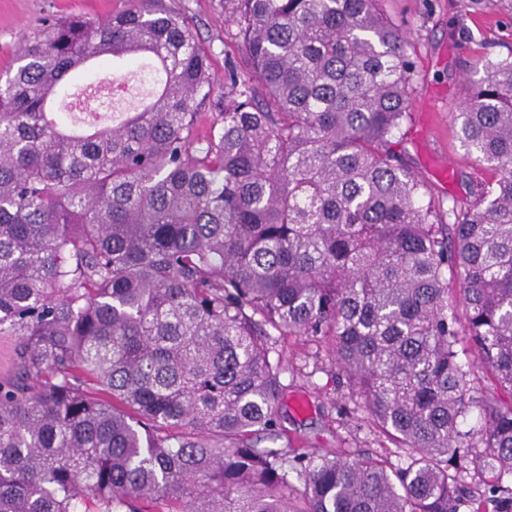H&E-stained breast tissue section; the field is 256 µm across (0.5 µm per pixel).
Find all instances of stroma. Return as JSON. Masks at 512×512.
I'll return each mask as SVG.
<instances>
[{"label": "stroma", "instance_id": "35a3bbf8", "mask_svg": "<svg viewBox=\"0 0 512 512\" xmlns=\"http://www.w3.org/2000/svg\"><path fill=\"white\" fill-rule=\"evenodd\" d=\"M163 4L187 19L211 59L216 86L224 84L225 60L246 66L237 25L225 14L224 0ZM130 5V0H0V79L18 66L46 21L74 15L105 19ZM382 8L406 34L416 64L415 93L403 128L404 160L436 195L468 203L473 189L491 181L493 174L467 156L454 115L469 92V63L512 51V0H384ZM444 158L452 162L445 178L436 171ZM275 350L286 366L280 412L291 447L313 454L342 448L389 468L401 464L403 451L337 390L335 368L317 342L305 336L285 338Z\"/></svg>", "mask_w": 512, "mask_h": 512}]
</instances>
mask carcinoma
Masks as SVG:
<instances>
[{"label": "carcinoma", "mask_w": 512, "mask_h": 512, "mask_svg": "<svg viewBox=\"0 0 512 512\" xmlns=\"http://www.w3.org/2000/svg\"><path fill=\"white\" fill-rule=\"evenodd\" d=\"M156 2L46 24L0 84V512H512V53L455 115L494 179L446 208L402 161L413 61L379 0H224L248 66L222 102ZM93 59L150 61V98L48 119ZM293 336L407 466L260 446ZM476 404L481 487L451 465Z\"/></svg>", "instance_id": "cac0c4a2"}]
</instances>
